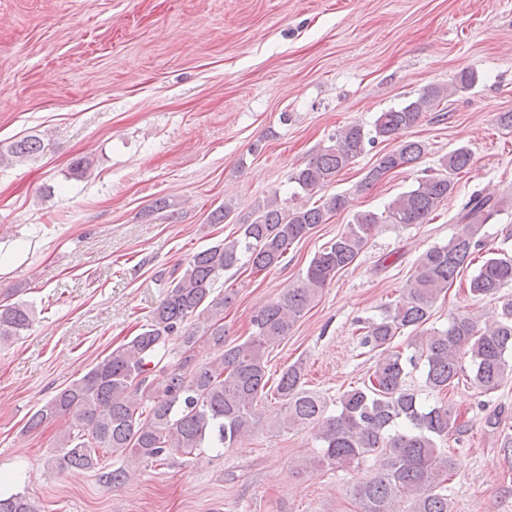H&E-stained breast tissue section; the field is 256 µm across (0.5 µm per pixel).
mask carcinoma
Returning <instances> with one entry per match:
<instances>
[{
  "instance_id": "1",
  "label": "carcinoma",
  "mask_w": 512,
  "mask_h": 512,
  "mask_svg": "<svg viewBox=\"0 0 512 512\" xmlns=\"http://www.w3.org/2000/svg\"><path fill=\"white\" fill-rule=\"evenodd\" d=\"M472 71H463L451 89L432 87L416 100L380 113L371 128L351 124L336 134L289 177L297 193L312 196L332 184L338 174L377 141L399 140L423 113L471 89ZM41 148L31 135L0 151V165L35 155ZM420 141L399 140L367 172L366 183L417 163L425 154ZM472 155L465 147L448 153V174L418 182L383 210L358 211L352 223L314 253L305 270L275 299L254 311L252 332L235 345L224 336V306L232 293L213 295L225 274L248 265L257 272L279 267L289 248L350 207L344 193L322 196L292 209L269 198L245 221L232 239L192 255L180 271H172L168 291L151 311L141 332L128 338L81 377L46 401L29 418L27 428L64 417L68 430L53 459L60 469L96 470L105 483L120 487L141 465L166 460L176 451L190 455L199 448H233L260 423L262 399L274 395L281 403L274 424L310 429L322 448L321 461L331 469L346 468L369 457L382 467L357 482L352 495L359 512H452L443 483L453 459L438 443L467 432L454 406L423 402L406 383L407 367L423 361L425 383L444 392L460 379L486 393L512 378V302L478 326L461 312L442 329L426 328L437 300L457 276L478 259L485 224L498 211L491 197L475 196L464 206L461 229L444 244L434 245L416 260L401 300L384 314L364 323L361 345L379 353L368 380L344 390L336 411L327 413L320 394L306 387L303 363L284 369L269 385L270 348L284 340L318 294L336 274L351 266L381 224H423L454 193L455 176L467 170ZM512 284V256L495 252L483 259L469 280V293L479 301L492 298ZM33 310L24 302L0 303V342L28 331ZM411 334L414 354L407 357L392 346L404 331ZM205 339L215 351L207 362L191 351ZM176 340L180 359L163 363L168 344ZM124 457L126 465L102 470L101 455ZM0 512H41L31 497L0 495Z\"/></svg>"
}]
</instances>
